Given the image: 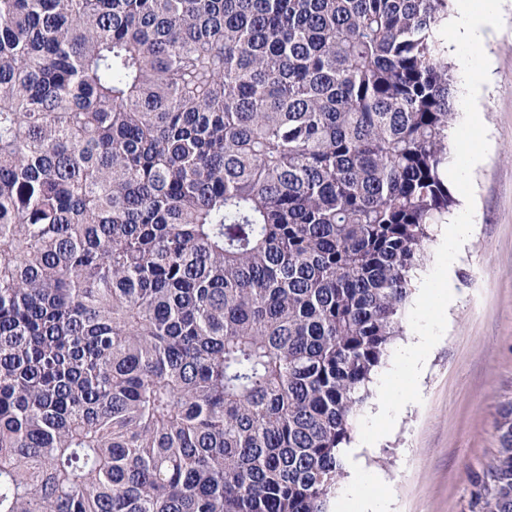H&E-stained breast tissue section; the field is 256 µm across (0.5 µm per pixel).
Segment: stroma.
<instances>
[{
    "label": "stroma",
    "instance_id": "35a3bbf8",
    "mask_svg": "<svg viewBox=\"0 0 512 512\" xmlns=\"http://www.w3.org/2000/svg\"><path fill=\"white\" fill-rule=\"evenodd\" d=\"M491 78L477 98L489 151L472 171L474 220L455 266L456 302L410 404L374 445L352 433L328 512H354L360 469L382 478L396 512H468L470 476L496 455L497 424L512 404V0L483 42Z\"/></svg>",
    "mask_w": 512,
    "mask_h": 512
}]
</instances>
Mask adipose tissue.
Segmentation results:
<instances>
[{
    "label": "adipose tissue",
    "mask_w": 512,
    "mask_h": 512,
    "mask_svg": "<svg viewBox=\"0 0 512 512\" xmlns=\"http://www.w3.org/2000/svg\"><path fill=\"white\" fill-rule=\"evenodd\" d=\"M499 0H457V9L451 21L453 43L463 51V63L468 75L484 70L473 49L480 43L498 14Z\"/></svg>",
    "instance_id": "adipose-tissue-1"
}]
</instances>
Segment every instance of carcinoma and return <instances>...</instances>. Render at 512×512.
<instances>
[{
    "instance_id": "carcinoma-1",
    "label": "carcinoma",
    "mask_w": 512,
    "mask_h": 512,
    "mask_svg": "<svg viewBox=\"0 0 512 512\" xmlns=\"http://www.w3.org/2000/svg\"><path fill=\"white\" fill-rule=\"evenodd\" d=\"M450 2L0 0V512H326L456 205Z\"/></svg>"
}]
</instances>
